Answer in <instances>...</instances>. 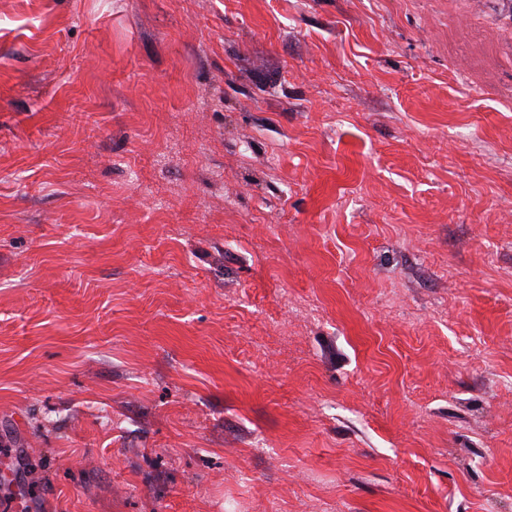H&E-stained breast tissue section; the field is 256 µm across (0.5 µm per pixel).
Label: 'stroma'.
Returning a JSON list of instances; mask_svg holds the SVG:
<instances>
[{"label": "stroma", "mask_w": 512, "mask_h": 512, "mask_svg": "<svg viewBox=\"0 0 512 512\" xmlns=\"http://www.w3.org/2000/svg\"><path fill=\"white\" fill-rule=\"evenodd\" d=\"M0 512H512L505 0H0Z\"/></svg>", "instance_id": "obj_1"}]
</instances>
